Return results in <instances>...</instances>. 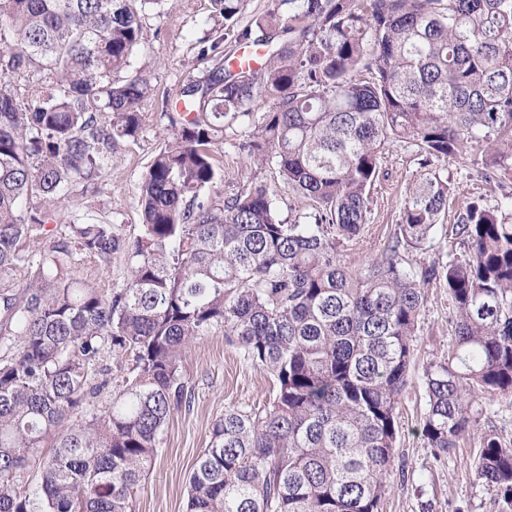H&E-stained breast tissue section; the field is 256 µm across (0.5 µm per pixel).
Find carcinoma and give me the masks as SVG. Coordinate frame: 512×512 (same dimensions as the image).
<instances>
[{"mask_svg": "<svg viewBox=\"0 0 512 512\" xmlns=\"http://www.w3.org/2000/svg\"><path fill=\"white\" fill-rule=\"evenodd\" d=\"M249 2L211 0V18L262 64L230 68L221 36L201 50L215 67L180 89L130 239L69 206L143 126L152 88L133 59L141 13L164 0H0V512H135L165 426L191 403L183 353L216 334L276 392L213 424L186 512H379L433 283L455 322L424 368L428 447L453 453L476 400H512V0H276L257 37L237 29ZM235 125L305 222L281 220L264 184L224 194L211 146ZM398 145L423 178L381 257L356 270L341 247L370 223ZM456 160L501 197L457 214L464 255L414 265L408 250L448 210L439 163ZM116 257L117 288L77 273ZM106 353L124 360L113 378ZM476 475L512 502V447L486 438Z\"/></svg>", "mask_w": 512, "mask_h": 512, "instance_id": "obj_1", "label": "carcinoma"}]
</instances>
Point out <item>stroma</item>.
<instances>
[{"instance_id":"1","label":"stroma","mask_w":512,"mask_h":512,"mask_svg":"<svg viewBox=\"0 0 512 512\" xmlns=\"http://www.w3.org/2000/svg\"><path fill=\"white\" fill-rule=\"evenodd\" d=\"M211 10L210 0H166L162 9L145 14V41L134 64L149 73L153 95L145 106L142 130L137 138L116 144L97 195L88 200L75 199L73 212L93 210L110 219L124 235L138 234V185L168 134L162 103L176 101L183 84L214 66L211 58L199 54L202 40L219 33L209 20ZM233 143L234 134L229 131L223 142L214 147V155L224 170L225 192L246 182L267 185L277 192L275 206L280 218L296 220L303 208L283 190L277 168H257L236 151ZM448 174L454 184L449 210L471 200L490 204L501 195L499 188L483 182L464 163H449ZM420 175L410 151L398 146L390 151L382 169V188L374 195L372 221L362 238L343 247L349 264L360 267L381 256L396 229L404 201ZM453 328L447 289L430 287L418 318L417 359L396 411V460L382 512H512V505L475 475V463L486 437L512 444L511 402L498 398L478 401L477 422L451 455L436 456L421 433L425 412L423 369L447 350ZM183 369L192 403L175 412L165 427L160 442L162 452L137 496L136 512H186L189 471L207 448L215 421L226 409L258 407L273 396L272 377L245 361L220 335L205 337L189 349Z\"/></svg>"}]
</instances>
